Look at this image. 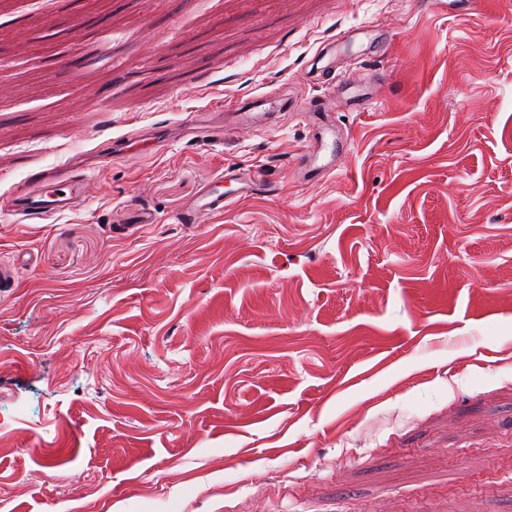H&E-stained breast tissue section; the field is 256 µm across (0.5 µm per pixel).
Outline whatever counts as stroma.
<instances>
[{"instance_id":"1","label":"stroma","mask_w":512,"mask_h":512,"mask_svg":"<svg viewBox=\"0 0 512 512\" xmlns=\"http://www.w3.org/2000/svg\"><path fill=\"white\" fill-rule=\"evenodd\" d=\"M64 162L76 210L0 214V512H512V0H0V198ZM280 106L281 100L278 97H272L270 93H265L247 103L225 105L224 110H220L216 114L219 116V125L212 120L207 124H201L193 118L189 119L187 123L194 134L196 133V138L215 137L220 134V129L224 128V124H239L247 121L255 109L262 108V111L266 112L278 109ZM261 174L241 168L227 166L212 184L204 187L190 203L175 211L170 219L174 224H199L204 218L223 214L224 209L232 205L236 198L254 193L261 183ZM224 181L237 184L235 195L224 196Z\"/></svg>"}]
</instances>
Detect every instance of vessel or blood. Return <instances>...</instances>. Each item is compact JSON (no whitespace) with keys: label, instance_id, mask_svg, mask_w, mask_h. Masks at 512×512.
<instances>
[{"label":"vessel or blood","instance_id":"vessel-or-blood-1","mask_svg":"<svg viewBox=\"0 0 512 512\" xmlns=\"http://www.w3.org/2000/svg\"><path fill=\"white\" fill-rule=\"evenodd\" d=\"M281 105L279 98L265 93L243 104L225 106L218 121L200 123L189 120L188 125L197 137L217 136L221 125L238 124L247 121L255 109L272 111ZM237 186L235 196L225 195L222 191L224 182ZM87 175L83 168L71 163L47 167L30 174L15 190L0 201V208L13 217L17 223L30 220H46L59 213L75 210L85 193ZM261 183L259 173L228 166L204 187L190 203L175 211L172 220L177 224H198L204 218L223 213L233 204L235 197L254 193Z\"/></svg>","mask_w":512,"mask_h":512}]
</instances>
